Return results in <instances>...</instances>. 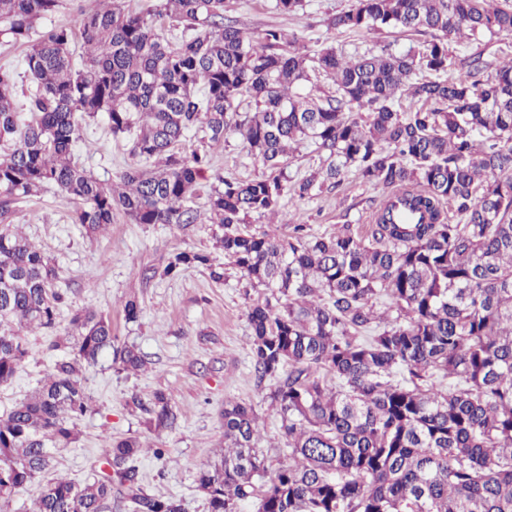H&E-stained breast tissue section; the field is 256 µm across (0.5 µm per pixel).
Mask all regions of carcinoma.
Wrapping results in <instances>:
<instances>
[{"label":"carcinoma","mask_w":512,"mask_h":512,"mask_svg":"<svg viewBox=\"0 0 512 512\" xmlns=\"http://www.w3.org/2000/svg\"><path fill=\"white\" fill-rule=\"evenodd\" d=\"M76 28L38 41L31 31L60 0H0V36L27 47L36 84L22 115L16 78L0 68V385L30 348L20 327L55 324L63 295L50 259L13 230L16 204L53 184L79 200L75 223L95 231L121 211L137 224H194L207 214L217 244L247 280L269 291L247 311L257 385L280 416L288 454L270 469L256 447L252 406L224 404V453L200 470L208 512H512V58L480 77V58L448 81L451 45L512 36L497 0H352L333 29H399L426 36L417 52L386 49L346 60L310 54L268 28L257 39L224 15V0H161L145 13L100 0ZM184 26L180 36L165 23ZM80 39L81 63L75 62ZM322 73L335 94L302 93ZM106 119L145 164L105 188L78 163L80 119ZM201 129L235 132L262 159L260 179L224 178L205 211L187 202L208 155H182ZM301 144L324 166L292 182ZM350 171L385 197L365 233L344 224L315 235L291 218L286 236L254 233L280 198L339 188ZM458 219L448 220L445 208ZM205 266L174 253L162 275ZM388 303L380 312L377 303ZM395 312L390 316L389 312ZM74 339L28 398L0 415V512L75 439L91 397L79 368L103 353L124 370L143 356L118 344L96 312L72 317ZM138 406L157 428L177 420L161 392ZM131 437L103 448L111 473L85 485L52 478L30 512H105L117 489L131 512H184L181 499L142 487Z\"/></svg>","instance_id":"carcinoma-1"}]
</instances>
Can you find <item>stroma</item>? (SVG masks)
<instances>
[{"label":"stroma","mask_w":512,"mask_h":512,"mask_svg":"<svg viewBox=\"0 0 512 512\" xmlns=\"http://www.w3.org/2000/svg\"><path fill=\"white\" fill-rule=\"evenodd\" d=\"M349 5L350 0H303L298 14L284 15L276 10L275 0H224V11L249 36L259 37L276 26L297 34L309 50L329 45L348 59L384 47L399 53L421 47L422 37L397 31L368 34L327 28V18ZM505 43V37L486 35L463 40L453 51L460 60L480 57L485 74L491 75L506 59ZM130 149V138L112 136L104 119L97 118L87 122L74 156L108 186L136 164ZM196 149L207 151L211 159L196 189L197 208H204L211 186L219 179L252 180L266 173L238 135H227L224 143L216 145L199 130L184 145L185 153ZM382 197L380 189L351 173L340 188L303 200L283 196L275 223L256 219L251 227L283 236L289 231V215L295 214L316 234L333 233L344 224L365 231ZM13 223L56 265L57 288L64 300L54 330L27 331L31 353L12 383L0 386V413L23 400L52 372L57 353L51 342L67 335L76 311L93 310L110 317L118 342L135 346L147 363L146 371L135 374L116 369L105 353L96 363L83 366L81 378L92 397V409L76 420L75 443L55 451L50 476L85 484L102 468V449L109 439L133 437L141 446L135 464L143 488L181 498L185 512H207L197 475L224 446L220 413L228 400L252 406L260 425L258 448L270 465L282 460L285 440L280 418L263 400L250 359L247 310L264 298L266 290L251 286L225 259L213 224H136L118 212L105 229L89 234L75 223L73 206L63 202L52 186L18 203ZM179 251L210 253L218 261L221 279H212L203 266L174 278L158 276L157 268ZM132 297L141 313L137 321L129 322L123 306ZM157 391L170 398L178 413L176 425L159 432L149 429L146 414L135 406ZM158 448L164 449V458L155 457Z\"/></svg>","instance_id":"1"}]
</instances>
